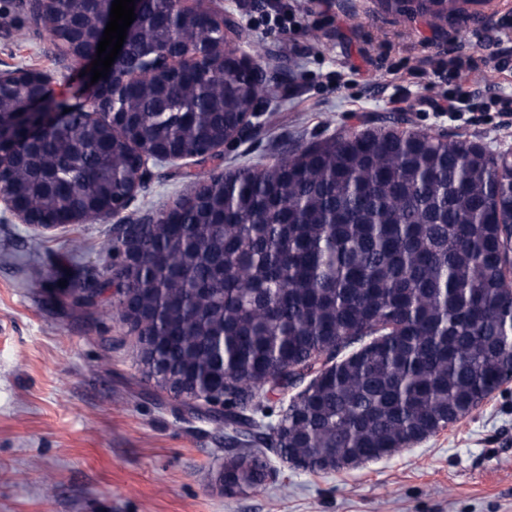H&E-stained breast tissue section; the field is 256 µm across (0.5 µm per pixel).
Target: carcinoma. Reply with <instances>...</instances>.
I'll return each mask as SVG.
<instances>
[{"instance_id":"cac0c4a2","label":"carcinoma","mask_w":512,"mask_h":512,"mask_svg":"<svg viewBox=\"0 0 512 512\" xmlns=\"http://www.w3.org/2000/svg\"><path fill=\"white\" fill-rule=\"evenodd\" d=\"M455 15L461 0H422ZM93 28L104 0H62L49 22L69 38L71 10ZM174 0H141L129 52L217 36L205 17L167 19ZM262 78L242 86L181 75L141 80L114 107L136 114L137 145L179 156L236 130ZM133 147L79 107L13 172L8 190L34 219L98 218L123 192ZM179 204L174 224H115L117 258L133 243L140 271L128 292L149 310L121 316L137 333L143 372L157 388L224 399L207 418L272 426L266 390L310 379L279 415L284 437L253 438L282 459L306 455L323 472L337 457L374 461L478 408L512 380V153L476 150L393 117L367 135L292 144L271 162L210 175ZM98 280L73 289L88 304ZM265 452L233 453L224 493L261 486Z\"/></svg>"}]
</instances>
